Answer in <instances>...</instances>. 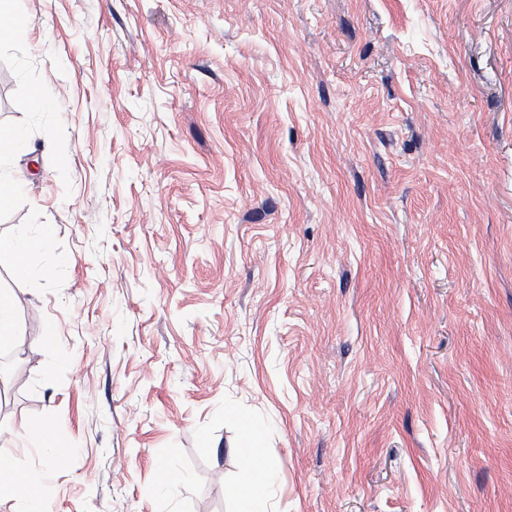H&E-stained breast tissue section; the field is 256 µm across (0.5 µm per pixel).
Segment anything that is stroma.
Segmentation results:
<instances>
[{"label":"stroma","mask_w":512,"mask_h":512,"mask_svg":"<svg viewBox=\"0 0 512 512\" xmlns=\"http://www.w3.org/2000/svg\"><path fill=\"white\" fill-rule=\"evenodd\" d=\"M14 7L0 237L51 239L0 254V459L56 422L46 512H239L252 448L274 512H512V0ZM50 242V235H47L43 228H38L31 233H22L8 238L0 239L1 253L13 255L18 263L23 260L34 250L47 247ZM15 321L13 316V298L7 293L0 291V340L1 347L3 340L14 336Z\"/></svg>","instance_id":"obj_1"}]
</instances>
